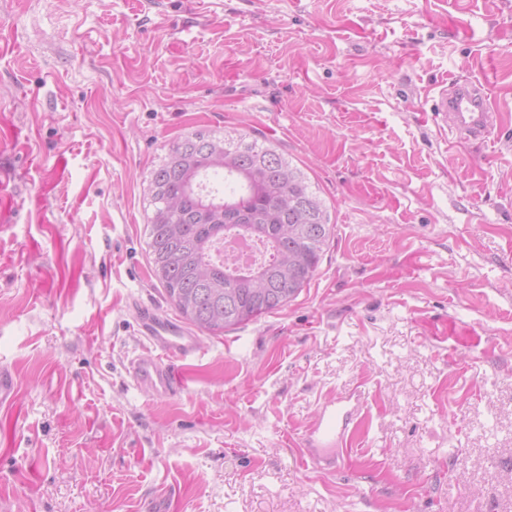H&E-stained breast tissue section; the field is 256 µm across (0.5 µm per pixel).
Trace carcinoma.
Here are the masks:
<instances>
[{"mask_svg":"<svg viewBox=\"0 0 512 512\" xmlns=\"http://www.w3.org/2000/svg\"><path fill=\"white\" fill-rule=\"evenodd\" d=\"M146 224L153 276L201 331L252 322L297 297L315 276L332 227L322 199L289 160L240 135L181 137L151 174ZM269 246L246 269L217 259L226 239Z\"/></svg>","mask_w":512,"mask_h":512,"instance_id":"obj_1","label":"carcinoma"}]
</instances>
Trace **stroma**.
<instances>
[{
	"label": "stroma",
	"instance_id": "35a3bbf8",
	"mask_svg": "<svg viewBox=\"0 0 512 512\" xmlns=\"http://www.w3.org/2000/svg\"><path fill=\"white\" fill-rule=\"evenodd\" d=\"M502 125L445 150L431 98ZM194 131L297 165L334 226L279 311L154 399L150 173ZM0 512H512V0H0ZM356 450L304 466L325 398Z\"/></svg>",
	"mask_w": 512,
	"mask_h": 512
}]
</instances>
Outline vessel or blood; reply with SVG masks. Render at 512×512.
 <instances>
[{
	"label": "vessel or blood",
	"instance_id": "b4317fda",
	"mask_svg": "<svg viewBox=\"0 0 512 512\" xmlns=\"http://www.w3.org/2000/svg\"><path fill=\"white\" fill-rule=\"evenodd\" d=\"M432 114L440 135L447 137L452 147L485 139L501 122L500 113L491 109L483 85L467 79L439 89ZM134 311L138 331L149 350L131 360L129 377L136 387L149 391L154 398L171 399L181 389L177 365L200 354V339L152 307L138 304ZM360 413L361 402L356 393L338 396L324 405L306 427L303 446L322 453L338 449L342 454H351L353 438L347 426L359 420Z\"/></svg>",
	"mask_w": 512,
	"mask_h": 512
}]
</instances>
